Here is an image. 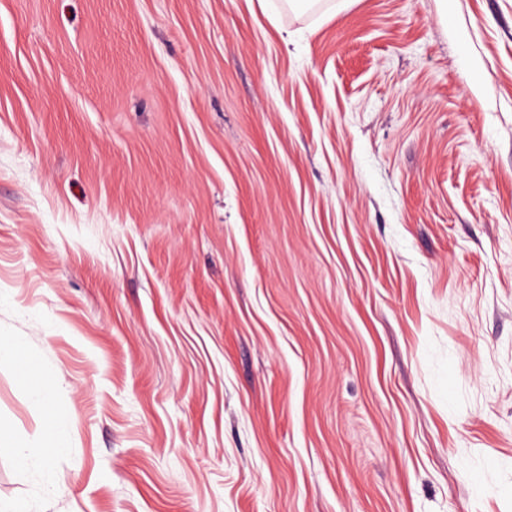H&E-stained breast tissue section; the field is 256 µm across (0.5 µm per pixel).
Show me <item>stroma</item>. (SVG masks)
I'll return each instance as SVG.
<instances>
[{
    "instance_id": "1",
    "label": "stroma",
    "mask_w": 512,
    "mask_h": 512,
    "mask_svg": "<svg viewBox=\"0 0 512 512\" xmlns=\"http://www.w3.org/2000/svg\"><path fill=\"white\" fill-rule=\"evenodd\" d=\"M0 336V512H512V0H0ZM50 421V430L38 446L26 449L17 448L16 462L20 467H28L34 463L44 464L52 456L63 454L68 448V440L63 430L55 425V413L50 406H47Z\"/></svg>"
}]
</instances>
